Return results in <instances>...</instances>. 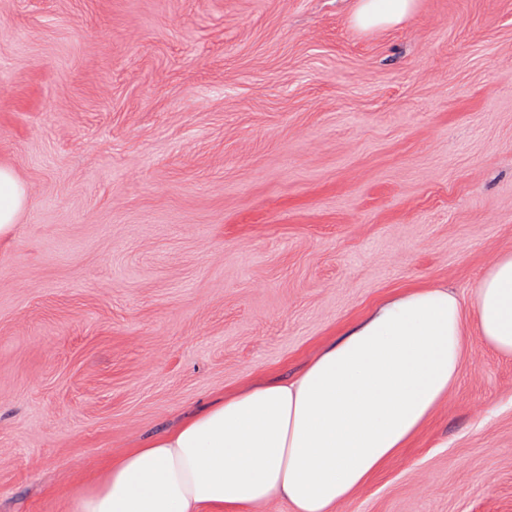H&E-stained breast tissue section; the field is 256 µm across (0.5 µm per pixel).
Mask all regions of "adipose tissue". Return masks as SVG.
I'll return each mask as SVG.
<instances>
[{
  "label": "adipose tissue",
  "instance_id": "obj_1",
  "mask_svg": "<svg viewBox=\"0 0 512 512\" xmlns=\"http://www.w3.org/2000/svg\"><path fill=\"white\" fill-rule=\"evenodd\" d=\"M416 0H357L359 29L392 28ZM28 203L0 167V241ZM512 357V251L468 300L407 288L327 341L298 374L247 384L174 431L112 459L72 512H337L407 448L456 387L469 331Z\"/></svg>",
  "mask_w": 512,
  "mask_h": 512
}]
</instances>
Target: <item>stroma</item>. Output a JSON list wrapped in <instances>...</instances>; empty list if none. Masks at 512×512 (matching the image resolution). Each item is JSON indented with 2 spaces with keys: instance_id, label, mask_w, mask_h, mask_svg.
I'll use <instances>...</instances> for the list:
<instances>
[{
  "instance_id": "obj_1",
  "label": "stroma",
  "mask_w": 512,
  "mask_h": 512,
  "mask_svg": "<svg viewBox=\"0 0 512 512\" xmlns=\"http://www.w3.org/2000/svg\"><path fill=\"white\" fill-rule=\"evenodd\" d=\"M0 0V512L512 250V0ZM341 512H512V359ZM353 22L361 30L392 28L416 9V0H356ZM28 203L26 187L9 167H0V242L13 235L16 221Z\"/></svg>"
}]
</instances>
